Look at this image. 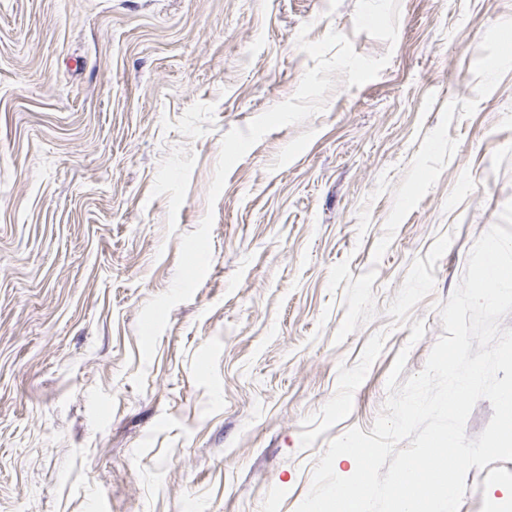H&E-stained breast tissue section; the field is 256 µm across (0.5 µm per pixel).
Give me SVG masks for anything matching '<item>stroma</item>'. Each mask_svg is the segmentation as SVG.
Instances as JSON below:
<instances>
[{
    "label": "stroma",
    "instance_id": "35a3bbf8",
    "mask_svg": "<svg viewBox=\"0 0 512 512\" xmlns=\"http://www.w3.org/2000/svg\"><path fill=\"white\" fill-rule=\"evenodd\" d=\"M355 9L0 0V512H296L398 352L423 370L475 242L512 230V0H400L392 46ZM304 27L390 61L208 206L224 135L313 67ZM209 212L210 269L143 360ZM466 486L459 512H512V460Z\"/></svg>",
    "mask_w": 512,
    "mask_h": 512
}]
</instances>
